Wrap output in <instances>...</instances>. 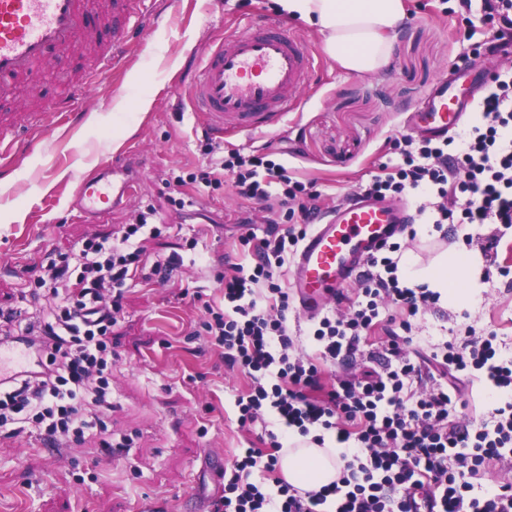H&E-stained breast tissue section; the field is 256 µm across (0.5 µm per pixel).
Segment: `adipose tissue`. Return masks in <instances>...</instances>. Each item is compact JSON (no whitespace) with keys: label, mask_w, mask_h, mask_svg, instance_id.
I'll list each match as a JSON object with an SVG mask.
<instances>
[{"label":"adipose tissue","mask_w":512,"mask_h":512,"mask_svg":"<svg viewBox=\"0 0 512 512\" xmlns=\"http://www.w3.org/2000/svg\"><path fill=\"white\" fill-rule=\"evenodd\" d=\"M280 11L301 20L324 38L327 56L340 69L359 75L385 70L393 55L397 30L408 18L407 0H275ZM413 283L427 285L453 304L469 301L477 292L474 256L463 249L442 254L431 265L416 267L412 256L400 261ZM341 450L333 439L324 444L295 436L280 457L284 479L303 492L317 491L336 481Z\"/></svg>","instance_id":"obj_1"}]
</instances>
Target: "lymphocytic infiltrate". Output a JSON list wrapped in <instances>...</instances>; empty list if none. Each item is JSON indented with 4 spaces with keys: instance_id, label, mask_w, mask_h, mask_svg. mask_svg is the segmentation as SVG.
Masks as SVG:
<instances>
[{
    "instance_id": "lymphocytic-infiltrate-1",
    "label": "lymphocytic infiltrate",
    "mask_w": 512,
    "mask_h": 512,
    "mask_svg": "<svg viewBox=\"0 0 512 512\" xmlns=\"http://www.w3.org/2000/svg\"><path fill=\"white\" fill-rule=\"evenodd\" d=\"M476 118L454 137L435 142L406 136L395 141L399 160L381 164L364 194L384 198L425 195L420 218L441 224L512 227V75L493 73ZM190 182L220 188L235 175L237 193L263 202L270 229L253 246L249 263L224 262V306L209 312L202 328L229 366L245 372L247 394L237 396L240 425L272 412L280 432L269 433L270 452L246 448L224 478L214 512H512V356L496 332L467 331L454 342L431 345L427 361L410 346L412 321L440 295L424 285L405 286L393 254L398 244L370 257L358 277L359 300L348 309L315 318L309 331L316 355L288 332V291L283 268L321 212L320 193L292 180L265 154L217 152ZM154 210L139 213L116 240H85L74 256L47 254L33 294L49 302L25 334L36 337L40 367L0 385V433L33 429L58 450L103 429L112 410L109 336L124 292L144 267L141 238ZM301 216L303 227L293 226ZM395 307L394 315L382 309ZM387 337L383 369L358 367L374 330ZM344 367L330 390L320 383L324 366ZM484 383L491 410L479 422L456 417L451 381ZM333 433L344 444L338 480L300 492L276 477L278 453L293 435L323 443ZM501 476L490 485L489 467ZM273 482H266V475Z\"/></svg>"
}]
</instances>
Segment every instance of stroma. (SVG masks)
<instances>
[{
    "label": "stroma",
    "mask_w": 512,
    "mask_h": 512,
    "mask_svg": "<svg viewBox=\"0 0 512 512\" xmlns=\"http://www.w3.org/2000/svg\"><path fill=\"white\" fill-rule=\"evenodd\" d=\"M409 9L390 70L373 76L337 69L321 35L289 20L315 55L297 109L267 132L226 137L225 146L270 154L314 191L342 199L393 158L394 140L411 133L410 113L424 107L441 79L464 75L481 93L488 71H512V46L487 50L493 32L482 0H472L468 11L459 0H409ZM257 13L275 15L272 0H174L158 22L133 31L126 60L83 90L70 119L51 124L18 150L14 164L0 167V307L19 311L21 321L36 313L26 292L48 252L69 255L83 239L119 236L147 208L155 209L161 229L144 242L149 263L175 254L184 260L168 279H135L112 327L114 408L105 423L113 437L130 439L128 452L106 455L95 435L60 453L26 432L0 436V512H140L147 503L159 512L190 506L212 512V501L224 493L215 459L231 463L260 437V428L237 422L235 398L247 391L248 378L225 364L199 328L205 305L224 304L225 257H247L240 238L264 234V213L231 184L213 191L186 181L205 160L207 137L187 99L201 57L239 18ZM98 54L93 48L15 81L16 111L42 108L81 85ZM142 97L152 100L149 112L133 106ZM114 157L125 161L115 184L133 185L136 195L115 198L105 214L82 217V183ZM173 196L184 199L183 210H172ZM246 216L251 224L240 225ZM413 229L414 236L397 241L425 265L445 249L465 245L478 252V238L497 227L462 226L449 237L432 224L417 222ZM468 234L474 244H465ZM199 252L209 258L207 268L194 265ZM480 268L481 288L471 301L442 302L414 319V345L453 338L470 325L496 331L512 352V229L496 265Z\"/></svg>",
    "instance_id": "1"
}]
</instances>
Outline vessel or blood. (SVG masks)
<instances>
[{
	"label": "vessel or blood",
	"instance_id": "1",
	"mask_svg": "<svg viewBox=\"0 0 512 512\" xmlns=\"http://www.w3.org/2000/svg\"><path fill=\"white\" fill-rule=\"evenodd\" d=\"M158 0H114L108 49L98 69L107 71L126 56L131 24L158 18ZM89 0H0V98L10 97L11 79L46 64L50 50L71 52L93 43ZM192 89V109L204 113L207 131L223 139L225 129L252 133L277 125L294 108L312 69L305 38L282 20L245 17L234 35L203 54ZM462 89L441 84L423 111L415 113L424 131L451 130L466 110ZM44 110L0 113V155L13 154L15 129L41 133ZM108 162L96 180L83 183L81 206L90 215L111 205ZM410 216L393 205L359 196L314 225L293 262L290 286L298 314H319L349 284L377 246L407 224ZM34 362L29 347L0 345V384L26 372Z\"/></svg>",
	"mask_w": 512,
	"mask_h": 512
}]
</instances>
